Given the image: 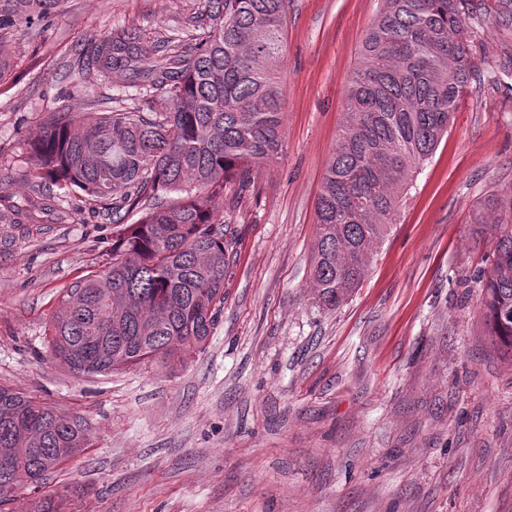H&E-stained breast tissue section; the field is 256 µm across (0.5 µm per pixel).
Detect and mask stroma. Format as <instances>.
<instances>
[{"label":"stroma","instance_id":"1","mask_svg":"<svg viewBox=\"0 0 512 512\" xmlns=\"http://www.w3.org/2000/svg\"><path fill=\"white\" fill-rule=\"evenodd\" d=\"M471 89L364 282L336 309L309 289L315 204L343 130L344 90L380 0H288L284 153L224 223L235 237L224 310L182 367L80 376L45 329L60 293L100 269L112 227L88 202L66 220L0 214V386L80 417L81 455L24 489L64 512H512V364L481 318L495 239L512 224V10L471 0ZM198 0H63L42 27L0 36V166L27 192L25 143L43 112H107L117 83L90 84L75 37L201 29Z\"/></svg>","mask_w":512,"mask_h":512}]
</instances>
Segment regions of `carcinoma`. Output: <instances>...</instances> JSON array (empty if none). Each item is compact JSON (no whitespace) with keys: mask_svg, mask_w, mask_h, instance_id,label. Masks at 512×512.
I'll return each instance as SVG.
<instances>
[{"mask_svg":"<svg viewBox=\"0 0 512 512\" xmlns=\"http://www.w3.org/2000/svg\"><path fill=\"white\" fill-rule=\"evenodd\" d=\"M63 0H0V34L38 25ZM344 91L346 124L316 202L310 288L328 309L361 287L402 195L455 122L474 75L467 0H381ZM206 28L148 42L132 28L80 41L90 82L123 77L142 105L45 113L26 142L30 220L72 189L112 224L110 259L60 294L46 329L52 355L85 376L182 364L205 349L224 309L235 238L218 219L226 184L283 153L288 0H199ZM139 215L130 221L133 215ZM482 279L485 325L512 362V225L496 226ZM89 447L82 424L0 386V505Z\"/></svg>","mask_w":512,"mask_h":512,"instance_id":"cac0c4a2","label":"carcinoma"}]
</instances>
